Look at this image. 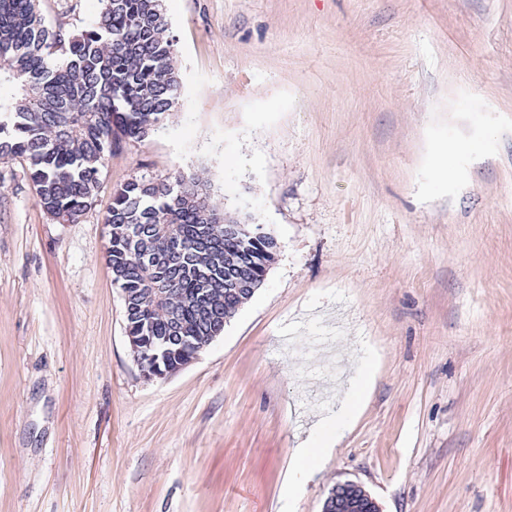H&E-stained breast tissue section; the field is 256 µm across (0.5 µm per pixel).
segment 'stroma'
<instances>
[{
    "label": "stroma",
    "mask_w": 512,
    "mask_h": 512,
    "mask_svg": "<svg viewBox=\"0 0 512 512\" xmlns=\"http://www.w3.org/2000/svg\"><path fill=\"white\" fill-rule=\"evenodd\" d=\"M177 112L60 224L0 159V512H512V0H168ZM89 27L98 0H39ZM181 172L278 242L197 357L143 377L113 191ZM356 423L287 496L362 361ZM345 488H351L353 491L357 492V495L354 496V500H346L345 502L339 501V488H336V511L332 510L330 511V501L325 504L323 507V512H367V511H360L359 509L362 508L363 510H370L368 512H380V508L378 503L374 498H372L364 489L362 486L358 485L357 483L350 482L346 485H343ZM361 492V493H360ZM355 510V511H354Z\"/></svg>",
    "instance_id": "obj_1"
}]
</instances>
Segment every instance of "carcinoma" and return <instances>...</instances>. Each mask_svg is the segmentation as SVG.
<instances>
[{
  "instance_id": "cac0c4a2",
  "label": "carcinoma",
  "mask_w": 512,
  "mask_h": 512,
  "mask_svg": "<svg viewBox=\"0 0 512 512\" xmlns=\"http://www.w3.org/2000/svg\"><path fill=\"white\" fill-rule=\"evenodd\" d=\"M39 0H0V158H21L38 205L59 223L91 208L112 146L144 140L177 110L179 70L163 0H99L93 24L49 29ZM107 260L136 360L176 371L259 288L277 240L211 202L182 173L113 191ZM228 224L242 230L224 232Z\"/></svg>"
}]
</instances>
